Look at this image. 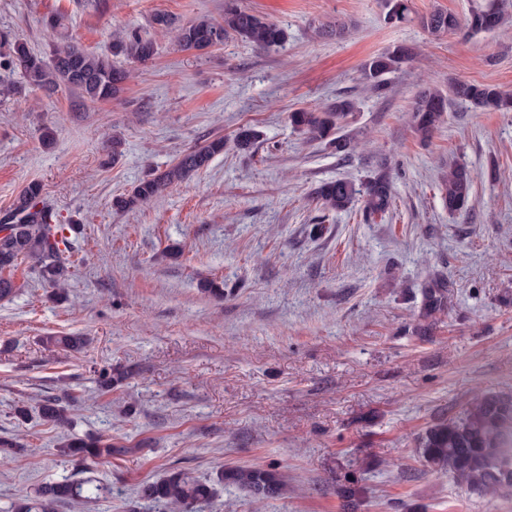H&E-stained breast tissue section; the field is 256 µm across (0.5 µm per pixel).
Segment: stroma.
I'll use <instances>...</instances> for the list:
<instances>
[{"label": "stroma", "instance_id": "1", "mask_svg": "<svg viewBox=\"0 0 512 512\" xmlns=\"http://www.w3.org/2000/svg\"><path fill=\"white\" fill-rule=\"evenodd\" d=\"M284 27L287 43L260 50L230 38L182 51L154 14L186 23L224 15V0H0V31L36 52L64 17L65 32L105 53L111 33L140 29L157 53L131 65L117 98L72 106L67 91L0 94V213L30 181L62 223H75L68 298L24 269L0 301V436L27 445L0 467V512L64 477L110 487L63 512H149L140 484L169 466L201 479L228 464L270 465L286 497L259 512H341L338 486L357 478L361 512H512V498L469 493L421 465L416 438L462 411L473 395L512 397V112L451 103L421 142L410 124L415 93L456 81L512 92V23L471 39L429 35L419 16L464 17L468 0H411L414 21L392 25L384 0H240ZM343 22L344 38L323 35ZM396 45L413 58L390 74L383 97L366 93L360 68ZM358 101L344 133L348 159L305 142L288 124L298 107L340 94ZM55 129L44 147L43 126ZM243 125L261 133L234 145ZM124 141L107 156L112 135ZM223 154L149 206L121 212L115 198L163 171L202 140ZM474 172L469 208L452 215L441 169ZM386 171L393 204L367 221L311 200L319 182L363 183ZM448 283V308L420 333L421 287ZM223 283L220 298L199 283ZM48 335L87 337L79 352L45 349ZM129 377L111 393L94 371ZM69 392L65 426L21 422L16 405ZM96 434L130 454L111 463L61 456L67 435Z\"/></svg>", "mask_w": 512, "mask_h": 512}]
</instances>
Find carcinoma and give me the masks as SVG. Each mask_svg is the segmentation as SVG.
<instances>
[{
    "mask_svg": "<svg viewBox=\"0 0 512 512\" xmlns=\"http://www.w3.org/2000/svg\"><path fill=\"white\" fill-rule=\"evenodd\" d=\"M505 0H470L468 14L460 20L455 15L434 10L419 17V24L428 33L439 36L463 28L469 35L489 33L504 21ZM386 19L394 24L412 20L409 0H385ZM151 24L159 29H173L177 45L185 51H202L224 44L230 37L241 38L254 47L270 50L288 41L287 31L238 3L224 0V18L220 21L200 16L178 24L165 13H156ZM156 54L154 43L137 29H128L112 40L110 54L102 55L84 48L77 40L62 35L47 51L36 53L27 43L0 33V59L3 66L23 80L30 92L53 93L64 88L77 96L79 105L116 97L123 90L128 72L120 62L145 64ZM412 53L396 46L368 58L361 66V79L367 89L381 97L389 90L388 75L409 61ZM468 105L476 112H511L512 95L488 83L455 82L448 94L428 88L416 93L411 112L414 133L429 139L442 122L450 101ZM357 110L356 99L341 95L319 109L298 108L288 113L290 126L308 141L324 145L337 155H347L351 141L341 134L343 124ZM259 139V132L250 125L235 134L241 149L250 148ZM224 153V137L217 136L202 145L181 153L165 170L138 182L127 195L116 201L118 209L133 211L162 196L171 186L185 182L208 167L213 157ZM475 176L468 166H448L440 191L451 213L467 209ZM312 198L324 210L342 211L353 203L363 202V213L369 218L385 214L392 205L389 179L378 175L358 186L347 179L318 184ZM10 216L13 228L0 236V300L8 299L18 290L13 271L22 263L39 281L52 289V296L64 299L65 285L71 276L69 253L72 241L68 233L74 225L62 224L58 215L42 200V186L28 183L13 203ZM448 288L438 280L428 281L422 288L420 317L426 321L444 312ZM45 343L73 351L83 348L81 336H47ZM128 378V372L104 366L95 370V381L101 393H109ZM70 396L47 397L37 406L39 418L59 425L67 417ZM62 452L80 462L94 459L109 463L112 457L127 452L112 447V440L87 435L72 436L61 445ZM23 448L11 437H0V465L17 457ZM418 452L423 467L429 472L446 473L457 483L478 496L507 497L512 495V401L497 395H484L470 401L455 418H441L418 437ZM233 488L247 496L258 507L287 491L283 477L272 467L260 464L230 465L222 468L216 479L200 480L183 470H168L156 480L140 485L139 498L153 504L155 512H189L207 503L217 494V487ZM104 493V487L90 480L64 479L40 486L35 495L24 498L15 512H58L63 506ZM337 494L342 512H358L360 489L352 478L339 485Z\"/></svg>",
    "mask_w": 512,
    "mask_h": 512,
    "instance_id": "obj_1",
    "label": "carcinoma"
}]
</instances>
